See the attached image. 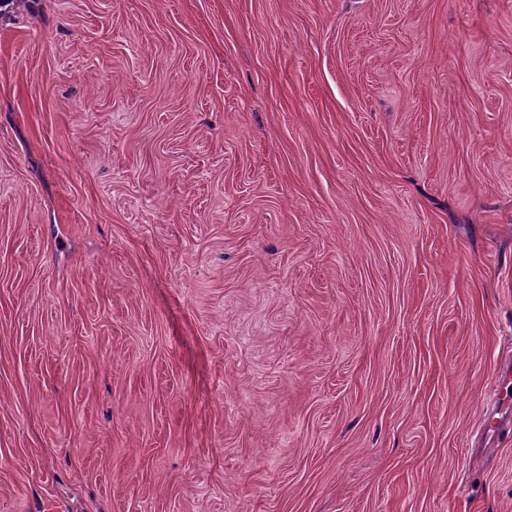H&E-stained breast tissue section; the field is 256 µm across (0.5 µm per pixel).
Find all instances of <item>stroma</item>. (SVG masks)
Here are the masks:
<instances>
[{"instance_id": "35a3bbf8", "label": "stroma", "mask_w": 512, "mask_h": 512, "mask_svg": "<svg viewBox=\"0 0 512 512\" xmlns=\"http://www.w3.org/2000/svg\"><path fill=\"white\" fill-rule=\"evenodd\" d=\"M512 0L0 9V512H512ZM512 386V364L502 363L496 370L493 384V414L483 425L482 435L486 443H494L498 440L499 433L504 430L503 424L511 423L508 408L511 403L510 387ZM505 392V394H504Z\"/></svg>"}]
</instances>
